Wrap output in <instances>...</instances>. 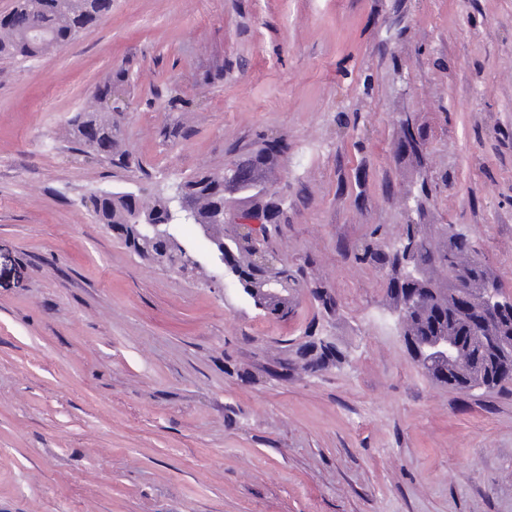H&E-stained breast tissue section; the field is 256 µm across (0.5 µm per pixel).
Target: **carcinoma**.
Returning a JSON list of instances; mask_svg holds the SVG:
<instances>
[{
	"mask_svg": "<svg viewBox=\"0 0 512 512\" xmlns=\"http://www.w3.org/2000/svg\"><path fill=\"white\" fill-rule=\"evenodd\" d=\"M112 11V0H17L14 10L0 19V59L28 60L68 46L85 29L97 24ZM125 75L98 84L89 103L73 113L67 125L74 149L100 163L144 172L139 160L118 135L122 113L104 108L100 100L112 96L114 82ZM276 159L258 150L239 163L252 167L258 177ZM225 172L201 171L180 182L181 192L192 203L194 217L184 215L170 192L145 198L122 189L90 193L85 206L97 223L112 225L127 248L138 256L167 269L195 276L201 266L191 261L182 246L179 227L197 225L213 249L227 244L234 260L243 266L252 262L251 243L239 238L238 225L224 223ZM169 215L163 231L170 236L168 250L159 255L141 238L142 225L157 224ZM450 224H408L405 235L416 238L414 262L421 272L417 297L402 320L403 337L416 343L414 360L432 380L460 392L493 393L512 388V354L501 344H512V325L487 319L483 290H502L487 267L458 250L448 235ZM391 244L381 248L365 242L355 258L381 266L393 262ZM276 286L282 298L273 314L288 317L297 299L313 292L305 269L287 262L270 270L257 271L247 287ZM341 362L339 356H325L324 345L314 342L299 349V367L304 372H321Z\"/></svg>",
	"mask_w": 512,
	"mask_h": 512,
	"instance_id": "cac0c4a2",
	"label": "carcinoma"
}]
</instances>
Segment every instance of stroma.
Returning <instances> with one entry per match:
<instances>
[{
  "label": "stroma",
  "instance_id": "35a3bbf8",
  "mask_svg": "<svg viewBox=\"0 0 512 512\" xmlns=\"http://www.w3.org/2000/svg\"><path fill=\"white\" fill-rule=\"evenodd\" d=\"M121 70L139 172L66 126ZM268 136L277 247L333 318L159 269L82 203ZM425 178L424 223L466 231L512 293V0H112L66 48L0 62V512H512V393L433 382L387 269L353 257L402 234ZM321 335L343 363L293 370Z\"/></svg>",
  "mask_w": 512,
  "mask_h": 512
}]
</instances>
